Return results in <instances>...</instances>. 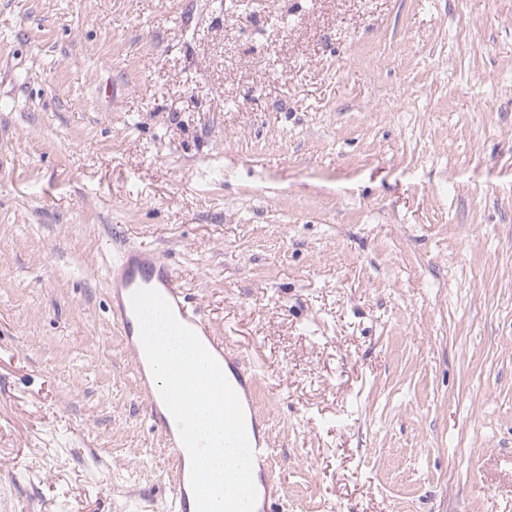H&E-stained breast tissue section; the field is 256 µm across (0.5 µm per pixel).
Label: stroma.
Here are the masks:
<instances>
[{"instance_id":"stroma-1","label":"stroma","mask_w":512,"mask_h":512,"mask_svg":"<svg viewBox=\"0 0 512 512\" xmlns=\"http://www.w3.org/2000/svg\"><path fill=\"white\" fill-rule=\"evenodd\" d=\"M257 374L276 512H512V0H0V512H166L124 246Z\"/></svg>"}]
</instances>
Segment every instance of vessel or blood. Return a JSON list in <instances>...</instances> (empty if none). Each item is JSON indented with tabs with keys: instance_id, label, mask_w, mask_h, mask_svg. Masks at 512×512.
<instances>
[{
	"instance_id": "vessel-or-blood-1",
	"label": "vessel or blood",
	"mask_w": 512,
	"mask_h": 512,
	"mask_svg": "<svg viewBox=\"0 0 512 512\" xmlns=\"http://www.w3.org/2000/svg\"><path fill=\"white\" fill-rule=\"evenodd\" d=\"M105 279L112 303V321L124 340L142 395L148 402V416L159 431L173 461L169 486V512H195L190 488V459L178 427L164 405L151 374L139 338L138 322L130 297L140 288L158 290L171 304L177 319L193 329L215 357L238 394L245 412L247 436L253 452V479L257 490L255 512H273L278 482L272 471L275 450L267 431L268 418L257 403V377L244 359L219 336L198 308L189 305L177 282L175 267L156 250L134 246L120 250L107 267Z\"/></svg>"
}]
</instances>
